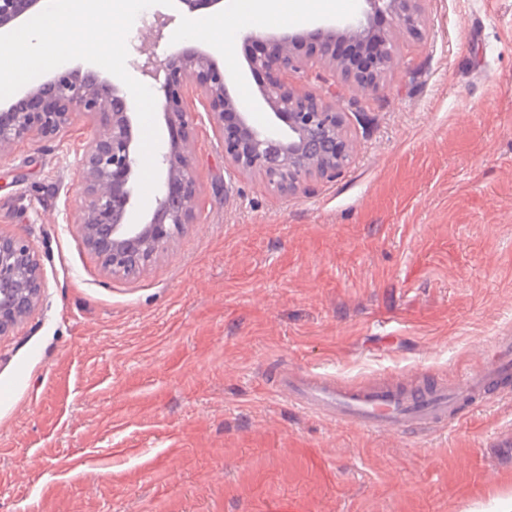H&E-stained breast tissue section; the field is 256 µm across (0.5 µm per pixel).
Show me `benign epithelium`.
I'll return each instance as SVG.
<instances>
[{
  "mask_svg": "<svg viewBox=\"0 0 512 512\" xmlns=\"http://www.w3.org/2000/svg\"><path fill=\"white\" fill-rule=\"evenodd\" d=\"M42 0H0V33L10 32L36 15ZM368 8L339 26L285 29L265 40V48L248 58L253 71L272 74L260 94L272 111L268 124L255 123L231 94L224 67L197 46H185L158 62L149 54L141 65L163 94L162 119L167 148L156 159L160 195L155 209L130 220L138 195L142 130L131 111L128 93L113 78L94 69H54L24 95L0 103V148L27 137L49 138L89 117L96 129L82 147L80 165L85 245L114 276L140 274L165 246L196 219L198 186L190 150L192 114L180 87L189 79L211 107L210 120L224 138V152L234 169L257 174L278 191L291 195L307 180L333 179L350 156L351 141L343 113L323 94L303 92L288 77L307 78L326 66L363 91L380 87L393 62L389 38L371 33L381 14L417 33L422 0H364ZM307 42L316 55L295 53ZM44 288L40 259L22 238L0 232V335L10 332L39 304Z\"/></svg>",
  "mask_w": 512,
  "mask_h": 512,
  "instance_id": "obj_1",
  "label": "benign epithelium"
}]
</instances>
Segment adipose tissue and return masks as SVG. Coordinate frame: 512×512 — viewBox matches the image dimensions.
Masks as SVG:
<instances>
[{"label": "adipose tissue", "instance_id": "obj_1", "mask_svg": "<svg viewBox=\"0 0 512 512\" xmlns=\"http://www.w3.org/2000/svg\"><path fill=\"white\" fill-rule=\"evenodd\" d=\"M335 11L336 0H237L236 5L237 20L243 26L300 23L309 15Z\"/></svg>", "mask_w": 512, "mask_h": 512}]
</instances>
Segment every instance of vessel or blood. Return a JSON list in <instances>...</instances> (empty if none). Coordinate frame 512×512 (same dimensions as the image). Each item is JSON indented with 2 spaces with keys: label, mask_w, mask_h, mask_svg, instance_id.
Here are the masks:
<instances>
[{
  "label": "vessel or blood",
  "mask_w": 512,
  "mask_h": 512,
  "mask_svg": "<svg viewBox=\"0 0 512 512\" xmlns=\"http://www.w3.org/2000/svg\"><path fill=\"white\" fill-rule=\"evenodd\" d=\"M278 393L301 409L373 433L429 436L453 428L463 410L492 396H503L512 384V337H499L491 354L478 357L473 369L454 380L405 384L394 378L360 388L342 386L316 372L274 368Z\"/></svg>",
  "instance_id": "1"
}]
</instances>
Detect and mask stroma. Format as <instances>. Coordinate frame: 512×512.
I'll return each mask as SVG.
<instances>
[{"instance_id":"stroma-1","label":"stroma","mask_w":512,"mask_h":512,"mask_svg":"<svg viewBox=\"0 0 512 512\" xmlns=\"http://www.w3.org/2000/svg\"><path fill=\"white\" fill-rule=\"evenodd\" d=\"M172 16L163 33L156 14ZM151 6L129 60L180 48L192 20ZM395 64L363 93L330 70L352 139L331 181L292 196L238 173L184 84L197 220L138 276L115 277L78 228L95 130L0 153V230L39 255L33 313L0 336V512H501L512 395L429 437L379 435L272 388L293 364L346 383L454 378L512 336V0H424L421 36L387 15ZM225 47L234 97L266 124L248 34Z\"/></svg>"}]
</instances>
